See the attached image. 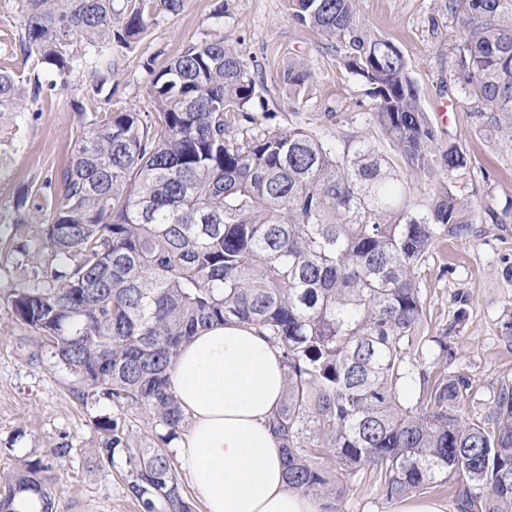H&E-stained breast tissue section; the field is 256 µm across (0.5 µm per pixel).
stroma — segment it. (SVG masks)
I'll list each match as a JSON object with an SVG mask.
<instances>
[{
	"label": "stroma",
	"instance_id": "1",
	"mask_svg": "<svg viewBox=\"0 0 512 512\" xmlns=\"http://www.w3.org/2000/svg\"><path fill=\"white\" fill-rule=\"evenodd\" d=\"M360 16L403 52L429 117L437 102H457L448 123L437 124L441 141H458L472 164L458 184L476 208L475 234L445 238L421 270L428 316L426 327L441 328L458 306L468 319L452 343L454 369L472 383L463 405L476 416L492 405L502 383L512 384V335L503 323L512 314V129L485 136L487 116L467 111L457 80L453 49L457 26L442 0H360ZM26 0H0V64L26 76L32 62L19 46ZM224 38L257 67L259 95L252 111L269 113L268 127L303 126L337 150L361 140L383 153L388 142L370 121L375 101L349 73L342 56L325 48L310 29L294 22L287 0H184L174 13L161 12L146 36L114 54L112 74L93 91L80 72L65 86L44 90L32 117L13 143L0 147V473L23 462L71 448L73 458L54 471L51 489L58 512H140L128 496L122 462L99 466L90 457L101 433L94 417L115 415L106 402L76 397V378L54 363L38 335L17 323L8 291L32 278L35 267L10 249L16 235H37L38 225L16 226L5 219L22 185L62 169L71 160L80 130V112L151 111L147 87L152 70L163 68L193 43ZM305 62L313 82L292 98L281 80L290 64ZM343 512H394L377 485L363 476L344 477Z\"/></svg>",
	"mask_w": 512,
	"mask_h": 512
}]
</instances>
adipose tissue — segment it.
Masks as SVG:
<instances>
[{
	"label": "adipose tissue",
	"instance_id": "obj_1",
	"mask_svg": "<svg viewBox=\"0 0 512 512\" xmlns=\"http://www.w3.org/2000/svg\"><path fill=\"white\" fill-rule=\"evenodd\" d=\"M174 387L189 423L178 460L205 512H321L288 486L267 424L286 387L275 346L238 321L214 326L182 346Z\"/></svg>",
	"mask_w": 512,
	"mask_h": 512
}]
</instances>
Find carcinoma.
I'll return each mask as SVG.
<instances>
[{"label":"carcinoma","instance_id":"carcinoma-1","mask_svg":"<svg viewBox=\"0 0 512 512\" xmlns=\"http://www.w3.org/2000/svg\"><path fill=\"white\" fill-rule=\"evenodd\" d=\"M182 0H28L20 48L55 75L25 83L0 69V112L15 129L26 103L75 68L97 90L112 55L145 36L155 14ZM290 17L326 47L376 101L371 121L409 164L439 168L421 207L393 161L367 141L342 155L310 129L233 127L270 118L249 111L257 82L222 38L194 43L154 74L155 112L81 113L68 167L31 180L14 199L16 224L40 233L16 245L35 276L11 289L18 324L75 375L77 397L144 408L173 436L184 416L172 385L181 346L236 320L280 351L287 388L269 419L288 485L341 512L346 475L367 474L388 500L453 480L458 512H512V386L483 415L460 406L469 377L448 371L459 307L425 334L420 270L443 236L467 239L473 205L456 179L471 165L442 144L401 50L360 24L359 0H288ZM458 20L456 66L469 110L512 127V0H446ZM85 41L84 55L71 51ZM300 63L283 73L295 97L313 81ZM94 456L121 457L141 512H193L170 455L132 440L103 417ZM56 448L0 476V512H57Z\"/></svg>","mask_w":512,"mask_h":512}]
</instances>
